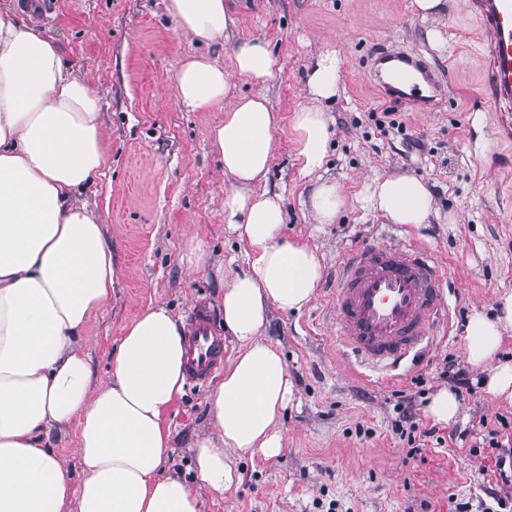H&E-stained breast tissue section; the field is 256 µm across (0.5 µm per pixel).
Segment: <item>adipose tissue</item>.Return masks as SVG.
I'll use <instances>...</instances> for the list:
<instances>
[{
  "instance_id": "ef3b65f1",
  "label": "adipose tissue",
  "mask_w": 512,
  "mask_h": 512,
  "mask_svg": "<svg viewBox=\"0 0 512 512\" xmlns=\"http://www.w3.org/2000/svg\"><path fill=\"white\" fill-rule=\"evenodd\" d=\"M166 10L197 40H215L234 22L227 0H167ZM14 13L0 8V512H205L202 490L231 488L244 456L271 458L284 447L279 422L293 383L262 333L271 309L305 307L323 273L315 250L282 238L283 195L254 188L270 170L280 116L264 95L234 92L236 81L273 78L279 60L265 41L248 39L233 47L234 76L193 55L175 79L188 110L225 107L208 138L233 182L224 222L252 249L219 298L237 350L212 390V430L194 443V488L164 471V415L185 386L181 322L165 305L150 306L124 327L108 381L94 377L82 332L111 298L114 268L102 226L79 197L109 162L100 105L39 27ZM340 83V57L326 50L307 74L311 104L292 120L303 175L325 167L323 104ZM351 200L393 224H426L436 213L428 184L410 175L376 177ZM351 200L323 180L307 204L317 223L331 224ZM496 309L470 316L467 359L488 368L487 394L512 403V362L493 361L512 329V291L498 295ZM72 428L77 484L49 447L51 431Z\"/></svg>"
}]
</instances>
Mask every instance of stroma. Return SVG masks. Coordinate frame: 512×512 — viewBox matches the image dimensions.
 Instances as JSON below:
<instances>
[{
  "mask_svg": "<svg viewBox=\"0 0 512 512\" xmlns=\"http://www.w3.org/2000/svg\"><path fill=\"white\" fill-rule=\"evenodd\" d=\"M15 2L24 20L43 5L46 36L101 104L110 161L82 195L104 227L114 268L112 297L84 331L96 380H107L123 328L152 304L181 319L202 300L223 327L218 295L247 268L248 246L224 222L232 180L207 138L224 108L181 105L175 74L187 56H211L230 75L233 45L256 38L279 58L273 79L243 91L265 94L282 118L263 186L283 193V236L315 249L324 273L351 243L384 234L423 244L446 261L449 327L396 383L346 361L326 283L301 311L271 310L264 338L282 353L294 386L280 420L284 448L274 458L241 459L237 485L205 492L206 512H454L459 502L484 512L487 488L512 498V484L496 480L486 443L489 431L512 433V404L485 393L487 372L471 367L465 352L469 315L492 312L497 295L512 290V174L500 171L512 143L497 139V115L483 100L481 49L466 0H448L436 20L416 14L412 0H229L234 23L213 43L183 33L166 0ZM332 48L342 79L338 96L324 105L332 137L321 177L349 197L377 176L422 178L438 212L430 223L392 224L356 206L336 223H315L306 200L317 178L298 171L291 122L309 103L311 65ZM385 48L425 56L448 83L446 102L423 115L392 106L368 81ZM449 359L469 372L473 392L460 397L455 422L437 426L426 406L452 385L443 374ZM213 387L186 386L165 417L172 435L165 470L189 482L196 475L192 442L211 427ZM405 396L419 427L438 429L417 455L392 431Z\"/></svg>",
  "mask_w": 512,
  "mask_h": 512,
  "instance_id": "obj_1",
  "label": "stroma"
}]
</instances>
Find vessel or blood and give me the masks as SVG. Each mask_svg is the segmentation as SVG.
<instances>
[{"label":"vessel or blood","instance_id":"1","mask_svg":"<svg viewBox=\"0 0 512 512\" xmlns=\"http://www.w3.org/2000/svg\"><path fill=\"white\" fill-rule=\"evenodd\" d=\"M483 47V92L498 113L497 136L512 141V0H468ZM376 86L415 112L435 111L445 89L435 69L408 52H382L373 63ZM446 265L426 247L389 240L349 249L336 275L337 339L363 365L394 369L424 354L439 322L447 321ZM224 338L205 305L187 318L186 375L209 380L224 365Z\"/></svg>","mask_w":512,"mask_h":512}]
</instances>
